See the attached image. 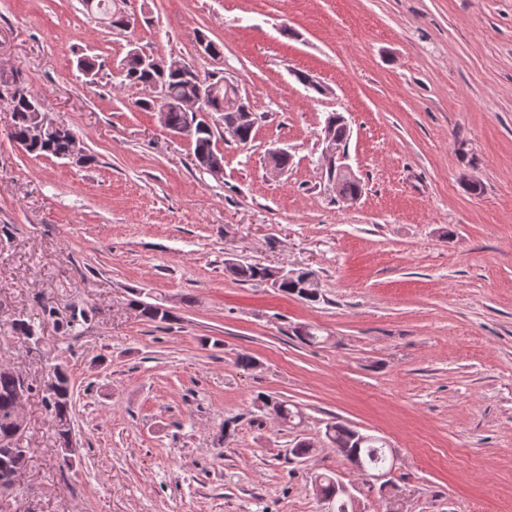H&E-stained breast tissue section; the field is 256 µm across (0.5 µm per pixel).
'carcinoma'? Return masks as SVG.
<instances>
[{"instance_id": "cac0c4a2", "label": "carcinoma", "mask_w": 512, "mask_h": 512, "mask_svg": "<svg viewBox=\"0 0 512 512\" xmlns=\"http://www.w3.org/2000/svg\"><path fill=\"white\" fill-rule=\"evenodd\" d=\"M86 11L96 14L99 19L108 21V25L123 29L130 25L132 17L120 10L112 9L111 0H83ZM124 84L130 86H145L153 83L166 88L167 100L160 103L159 111L164 115V126L172 131H183L188 128L190 118L176 101L192 95L196 83L193 75L180 69L161 71L144 65L141 57L132 55L126 59L122 67ZM207 79L221 85L220 98H213L206 103V109L218 115L217 121L208 126H194L190 133L194 144L193 153L199 166L211 171L220 168L224 163V156L216 149V133L221 125L238 119L240 92L237 84L226 81V76L211 74ZM34 94L27 88H22L20 95L13 98V124L9 136L21 145L24 150L37 157L67 155L70 140L59 129L48 127L38 140L29 139V130L32 122L31 101ZM362 192L361 182L347 175H341L336 181V195L341 199L357 196ZM227 270L242 282H266L272 287L291 295H296L308 301H316L318 297L304 294L307 288H314L318 281L311 270L301 269L290 277L278 274L273 269L259 267L253 264H244L230 260L226 262ZM139 313L150 321H165L168 312L160 304L136 302ZM11 330L19 336H32L34 342L41 341L38 330L34 324L18 318L11 323ZM19 386L18 377L8 371H0V512H6L4 490L18 491L17 481L23 467L19 466L13 458L12 448L5 445V441L12 435L15 426L14 396ZM42 393V403L55 425V437L58 447L66 446L72 432V406L73 394L67 374L47 376L43 385L39 387ZM262 408L272 411L278 419L288 424L299 417V412L292 410L285 400L262 395L258 398ZM326 438L336 451L348 461L353 456L361 457L365 466L370 470L385 467L387 462L384 442L377 436L363 434L342 423L329 425L325 431Z\"/></svg>"}]
</instances>
